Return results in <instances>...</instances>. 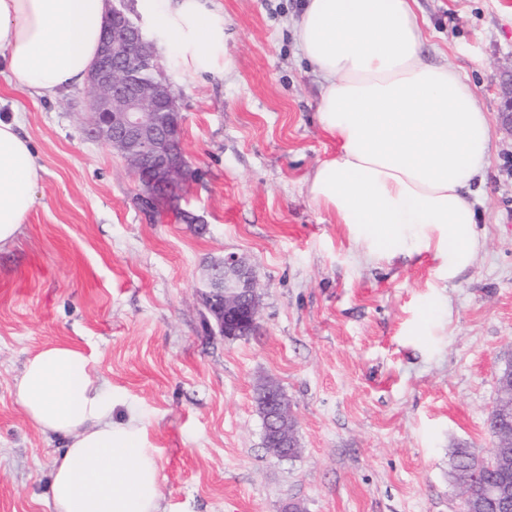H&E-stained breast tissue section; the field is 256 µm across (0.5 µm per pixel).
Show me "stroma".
<instances>
[{"label": "stroma", "instance_id": "35a3bbf8", "mask_svg": "<svg viewBox=\"0 0 512 512\" xmlns=\"http://www.w3.org/2000/svg\"><path fill=\"white\" fill-rule=\"evenodd\" d=\"M228 64L179 74L159 60L183 117L191 174L157 220L133 167L89 139L90 96L44 100L0 77L44 169L16 243L0 252V512H54L51 459L14 387L28 357L69 344L145 417L160 512H459V449L489 453L497 374L512 352V137L493 131L470 200L484 245L455 279L429 254L366 262L305 179L336 153L319 80L293 20L301 0H216ZM425 59L468 75L490 120L512 60V0H417ZM189 211L200 233L179 219ZM254 266L258 327L219 335L201 302L211 262ZM276 381L297 457L263 445L255 402Z\"/></svg>", "mask_w": 512, "mask_h": 512}]
</instances>
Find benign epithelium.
<instances>
[{
	"mask_svg": "<svg viewBox=\"0 0 512 512\" xmlns=\"http://www.w3.org/2000/svg\"><path fill=\"white\" fill-rule=\"evenodd\" d=\"M156 68L153 44L122 10L112 9L110 30L88 77L91 104L86 129L105 148L136 160L140 202L146 206L155 202L157 189L172 185L186 170L182 116L174 92L163 80L143 78L144 72ZM494 86L502 100L501 127L512 136V74L494 80ZM201 299L220 316L227 338L247 336L258 326V280L237 254L210 265ZM257 395L267 452L278 459L295 456L296 425L287 397L272 381L259 384ZM484 496L499 512H512V487L488 486Z\"/></svg>",
	"mask_w": 512,
	"mask_h": 512,
	"instance_id": "benign-epithelium-1",
	"label": "benign epithelium"
}]
</instances>
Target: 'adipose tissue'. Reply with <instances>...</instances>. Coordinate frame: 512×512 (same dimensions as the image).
Segmentation results:
<instances>
[{
    "label": "adipose tissue",
    "instance_id": "adipose-tissue-1",
    "mask_svg": "<svg viewBox=\"0 0 512 512\" xmlns=\"http://www.w3.org/2000/svg\"><path fill=\"white\" fill-rule=\"evenodd\" d=\"M415 0H304L299 48L321 81L317 117L339 144L306 182L364 260L433 253L442 278L483 246L468 194L489 164L492 129L469 79L427 63ZM158 53L183 74L228 63L214 0H137ZM107 0H0V75L38 97L82 87ZM43 169L16 118H0V251L22 232ZM15 396L43 434L66 440L53 462L56 512H159L147 425L77 347L40 350ZM125 417H117L118 409Z\"/></svg>",
    "mask_w": 512,
    "mask_h": 512
}]
</instances>
